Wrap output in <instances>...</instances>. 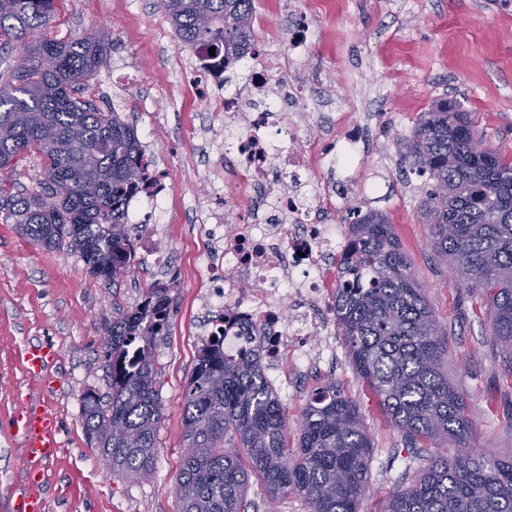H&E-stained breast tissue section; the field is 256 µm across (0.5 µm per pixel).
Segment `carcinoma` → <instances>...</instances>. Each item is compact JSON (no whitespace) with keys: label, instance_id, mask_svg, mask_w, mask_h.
Returning <instances> with one entry per match:
<instances>
[{"label":"carcinoma","instance_id":"carcinoma-1","mask_svg":"<svg viewBox=\"0 0 512 512\" xmlns=\"http://www.w3.org/2000/svg\"><path fill=\"white\" fill-rule=\"evenodd\" d=\"M55 0H0V53L27 51L22 69H0V166L26 154L42 159V190L10 192L0 182V212L48 249L80 254L90 273L117 280L134 261L124 204L147 167L134 125L83 97L107 55L93 31L63 39L43 34ZM179 41L233 68L255 45L254 0H161ZM468 113L446 99L422 113L397 149L428 175L432 247L490 308L492 336L512 343V155L470 152ZM349 245L339 261L336 319L358 377L377 395L414 448L445 442L412 483L392 492L381 512H512V455L470 446L465 395L444 370L433 310L386 216L350 209ZM170 287L156 283L104 325L110 394L88 391L81 420L114 475L150 478L161 408L153 347L170 325ZM135 359L125 362L129 348ZM288 417L268 383L259 352L224 355L208 336L185 394L182 437L191 453L175 480L180 512H245L251 478L274 503L294 494L309 512H358L369 490L373 443L356 402L329 383L309 397L297 448Z\"/></svg>","mask_w":512,"mask_h":512}]
</instances>
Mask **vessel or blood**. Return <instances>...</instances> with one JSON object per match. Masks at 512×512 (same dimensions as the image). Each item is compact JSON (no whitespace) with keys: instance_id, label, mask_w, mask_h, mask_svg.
<instances>
[{"instance_id":"obj_1","label":"vessel or blood","mask_w":512,"mask_h":512,"mask_svg":"<svg viewBox=\"0 0 512 512\" xmlns=\"http://www.w3.org/2000/svg\"><path fill=\"white\" fill-rule=\"evenodd\" d=\"M52 359L49 349L31 346L25 349L22 360L29 377L41 380ZM13 426L20 439L27 487L15 497L11 512H45L40 488L45 480L46 464L61 446V428L55 414L32 395H24L16 409Z\"/></svg>"}]
</instances>
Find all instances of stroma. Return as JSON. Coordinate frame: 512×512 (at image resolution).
Segmentation results:
<instances>
[{"label":"stroma","mask_w":512,"mask_h":512,"mask_svg":"<svg viewBox=\"0 0 512 512\" xmlns=\"http://www.w3.org/2000/svg\"><path fill=\"white\" fill-rule=\"evenodd\" d=\"M316 0H254V37L283 51L294 24L317 15L306 62L284 69L282 82L314 79L340 101L345 122L366 150L351 176L335 180L345 206L382 212L423 286L441 329L445 368L466 396L472 447L512 453V350L497 344L481 292L461 285L431 247L422 206L429 188L396 151L434 101L457 100L485 146L512 152V0H340L335 12L316 13ZM95 28L111 45L85 98L116 109L134 124L147 153L167 166L171 192L155 228L166 266L137 253L112 283L89 273L79 254L48 249L0 219V512L23 487L20 450L11 422L19 390L32 388L62 428V444L46 470L48 512H179L175 476L183 456L182 419L187 386L203 336L201 297L207 265L218 254L190 213L204 206L243 213L232 195L237 181L228 156H206L191 136L208 123L221 129L206 99L195 96L202 75L191 49L180 43L158 0H65L51 34L65 38ZM222 184L221 194L206 191ZM171 287V325L157 340L155 390L161 405L153 476L133 482L102 463L80 419L82 396L109 391L99 357L102 323L113 304L134 306L142 289ZM31 344L56 358L47 384L31 383L20 360ZM334 367L310 374L295 391L280 390L290 443L309 395L336 383L355 400L374 445L370 491L359 512H380L382 501L408 486L425 467L424 452L407 448L378 399L355 374L344 340Z\"/></svg>","instance_id":"35a3bbf8"}]
</instances>
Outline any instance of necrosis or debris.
I'll return each instance as SVG.
<instances>
[{"mask_svg": "<svg viewBox=\"0 0 512 512\" xmlns=\"http://www.w3.org/2000/svg\"><path fill=\"white\" fill-rule=\"evenodd\" d=\"M309 30L308 22H298L282 56L256 44L245 87L215 100L224 114V143L233 154L247 219L203 227L208 240L222 246L202 299L212 313L203 327L213 333L217 315L232 314L225 354L259 349L272 382L285 358L311 366L334 356L336 262L347 238L340 225L324 222L340 205L329 185H314L311 175L327 166L353 168L361 158L360 137L345 130L336 135L337 152H320L306 134L315 116L310 100L296 94L287 101L279 90L285 59L309 54ZM167 179L164 167H153L136 183L128 205L148 202L154 218H161Z\"/></svg>", "mask_w": 512, "mask_h": 512, "instance_id": "obj_1", "label": "necrosis or debris"}]
</instances>
